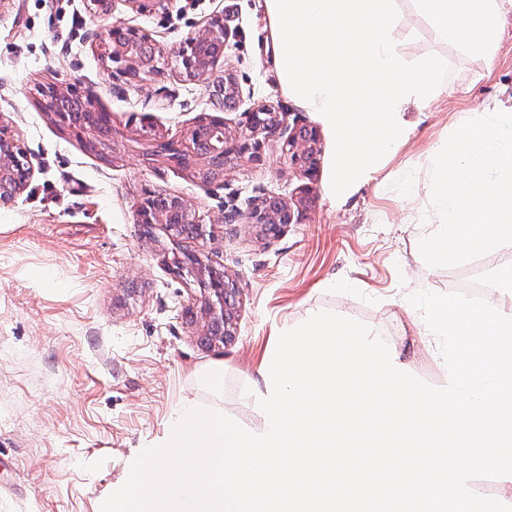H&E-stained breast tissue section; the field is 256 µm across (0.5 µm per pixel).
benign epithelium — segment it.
Instances as JSON below:
<instances>
[{
    "instance_id": "benign-epithelium-1",
    "label": "benign epithelium",
    "mask_w": 512,
    "mask_h": 512,
    "mask_svg": "<svg viewBox=\"0 0 512 512\" xmlns=\"http://www.w3.org/2000/svg\"><path fill=\"white\" fill-rule=\"evenodd\" d=\"M124 5L139 14L164 13L173 0H121ZM92 46L107 70L115 72L133 82L143 83L158 76L167 67L168 57H175L181 74L192 81H204L212 89L213 99L219 101V108L199 119L211 130V140H198V128L189 135L190 144L168 140L157 143L153 155L161 156L168 162L189 168L194 164L193 152L209 158L214 166L224 164V156L234 154L240 159L254 161L259 158L263 140L273 135L284 137V146L293 164L314 172L317 155L320 152V135L317 128L308 125L289 126L285 113L267 103H257L245 112L246 123L238 130H229L224 113L237 108L240 91L235 84L229 85L227 95L219 92L224 79H233L231 72L218 75L225 67L224 48L229 37L224 18L216 17L207 25L194 31L178 47L169 50L161 47L146 31L125 25L115 20L91 31ZM48 90L41 99L42 108L53 114L58 125H64L60 112L59 97L71 92L80 93L88 102L92 118L85 124L87 134H102L107 123L106 113L97 106L95 94L77 84L65 87L56 83L46 84ZM34 176V168L25 152L19 147V140L8 128L0 126V206L11 205L25 191ZM291 207L277 197H265L260 203L246 211L236 207L222 208L218 223L257 228L263 224L267 231L276 234L283 227L293 223ZM135 223L150 228L164 224L173 231L175 226L168 223L160 213L146 206L135 211ZM176 272L186 280L199 286L200 295L186 308V316L197 325L212 347L225 345L234 336L235 319L238 311L241 288L238 281L214 265L209 257H195L186 265L173 255L171 260Z\"/></svg>"
}]
</instances>
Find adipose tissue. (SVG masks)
Instances as JSON below:
<instances>
[{"mask_svg":"<svg viewBox=\"0 0 512 512\" xmlns=\"http://www.w3.org/2000/svg\"><path fill=\"white\" fill-rule=\"evenodd\" d=\"M439 37L465 55L488 58L498 44L512 0H422Z\"/></svg>","mask_w":512,"mask_h":512,"instance_id":"adipose-tissue-1","label":"adipose tissue"}]
</instances>
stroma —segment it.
I'll list each match as a JSON object with an SVG mask.
<instances>
[{"instance_id":"1","label":"stroma","mask_w":512,"mask_h":512,"mask_svg":"<svg viewBox=\"0 0 512 512\" xmlns=\"http://www.w3.org/2000/svg\"><path fill=\"white\" fill-rule=\"evenodd\" d=\"M263 0H173L168 13L139 15L117 0L113 17L179 46L208 20L231 15L225 52L245 110L267 102L288 121L320 127L316 172L297 175L280 136L260 160L232 159L210 187L192 170L148 152L185 140L212 112L204 83L177 65L141 84L110 75L86 33L91 0H13L0 15V124L14 130L34 177L0 208V512H101L128 479L142 449L166 437L172 410L194 398L220 406L247 428L262 417L245 391L259 381L279 335L320 311L367 325L439 387L440 350L423 345L421 313L408 294H446L461 280L512 264V246L455 267L420 260L419 242L438 222L428 192L430 160L484 106L512 109V16L491 58L475 60L442 42L417 0H397L395 34L412 62L435 55L450 73L427 105L413 106L410 131L376 172L334 196L332 137L281 91ZM48 82L91 88L110 115L109 137L78 140L39 103ZM165 191L190 201L207 234L181 250L223 264L241 287L237 334L207 348L183 318L199 290L173 273L164 225L145 237L134 211ZM288 200L292 224L279 236L216 223L222 205L248 210L259 199ZM224 371V396L201 383Z\"/></svg>"}]
</instances>
